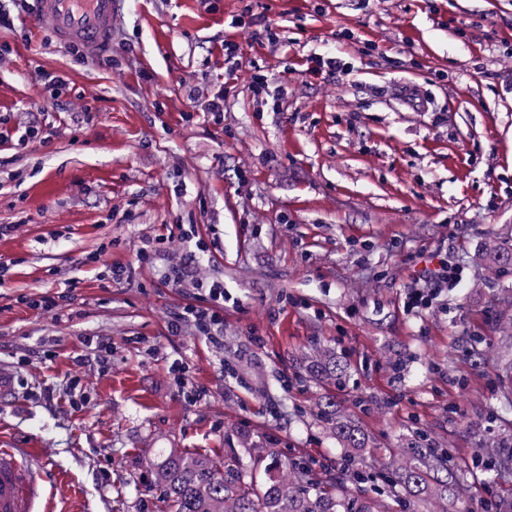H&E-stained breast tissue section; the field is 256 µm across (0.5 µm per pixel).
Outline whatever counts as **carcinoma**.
I'll use <instances>...</instances> for the list:
<instances>
[{
	"label": "carcinoma",
	"mask_w": 512,
	"mask_h": 512,
	"mask_svg": "<svg viewBox=\"0 0 512 512\" xmlns=\"http://www.w3.org/2000/svg\"><path fill=\"white\" fill-rule=\"evenodd\" d=\"M484 255L492 268L512 265V237L485 243ZM309 371L317 379L340 385L348 375L344 356L317 349L308 356ZM323 427L345 450L336 469V490L303 460L281 457L273 443L258 447L243 440L241 451L218 462L210 455L169 448L150 463V487L159 491L168 512H381L382 499H397L404 512H471L470 485L465 474L451 465L447 448H433L424 435L406 440L401 453L375 467L364 459L369 440L361 428L324 398L317 404ZM475 461H484L488 481L512 479V447L491 453L481 446L470 449ZM376 497L361 498L362 485L376 480Z\"/></svg>",
	"instance_id": "1"
}]
</instances>
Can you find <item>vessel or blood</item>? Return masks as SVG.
Instances as JSON below:
<instances>
[{"instance_id":"vessel-or-blood-1","label":"vessel or blood","mask_w":512,"mask_h":512,"mask_svg":"<svg viewBox=\"0 0 512 512\" xmlns=\"http://www.w3.org/2000/svg\"><path fill=\"white\" fill-rule=\"evenodd\" d=\"M119 0H40L42 14L52 25L55 41L81 47L95 59L112 45V22ZM20 380L0 366V408L16 401ZM46 463L33 449L21 448L0 436V512H33L49 504Z\"/></svg>"}]
</instances>
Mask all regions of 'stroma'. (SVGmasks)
I'll return each mask as SVG.
<instances>
[{"instance_id":"obj_1","label":"stroma","mask_w":512,"mask_h":512,"mask_svg":"<svg viewBox=\"0 0 512 512\" xmlns=\"http://www.w3.org/2000/svg\"><path fill=\"white\" fill-rule=\"evenodd\" d=\"M246 2L121 0L110 67L75 61L34 0H0L14 17L0 28V224L20 225L0 240V363L28 358L0 430L42 453L58 512H163L148 460L165 448L220 457L240 433L335 474L323 395L384 453L416 430L461 466L481 443H512V416L494 413L498 377L475 363L504 355L512 322V266L482 259L512 225V0H322L319 14L310 0H265L280 41L237 29L228 77L224 24ZM334 55L349 74L288 71ZM258 70L279 100L250 91ZM46 74L63 80L48 100ZM216 93L218 120L202 108ZM78 100L84 112L63 111ZM30 126L39 137L22 141ZM165 231L177 252L192 233L224 282L222 348L168 330L198 297L168 286L164 266L139 267V238ZM104 243L131 280L102 287L89 256ZM443 243L458 283L407 311ZM74 278L70 318L16 302ZM87 336L111 341L110 372L73 366ZM316 346L348 360L343 387L304 372Z\"/></svg>"}]
</instances>
